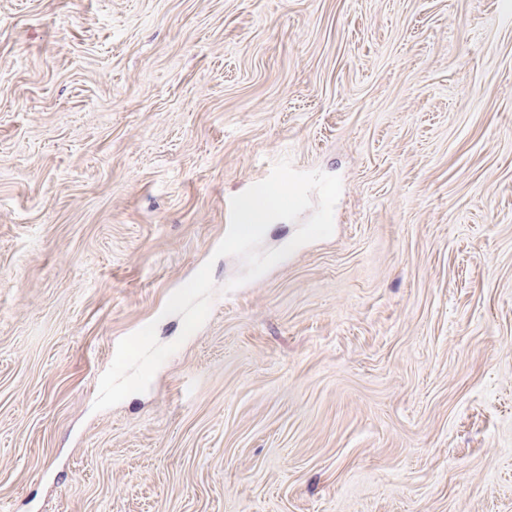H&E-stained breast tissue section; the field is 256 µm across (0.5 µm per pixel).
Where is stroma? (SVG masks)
<instances>
[{
    "mask_svg": "<svg viewBox=\"0 0 512 512\" xmlns=\"http://www.w3.org/2000/svg\"><path fill=\"white\" fill-rule=\"evenodd\" d=\"M283 158L334 232L224 292ZM0 512H512V0H0Z\"/></svg>",
    "mask_w": 512,
    "mask_h": 512,
    "instance_id": "obj_1",
    "label": "stroma"
}]
</instances>
